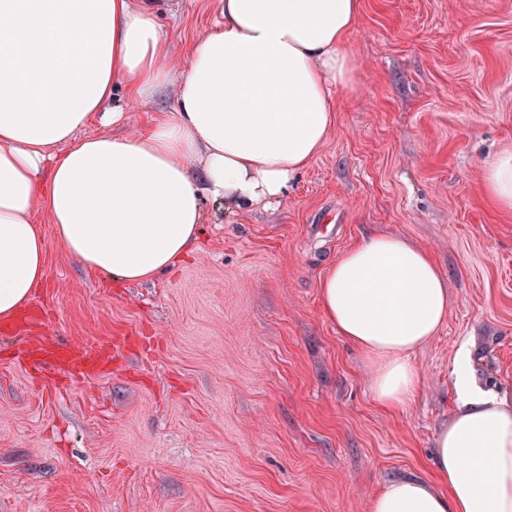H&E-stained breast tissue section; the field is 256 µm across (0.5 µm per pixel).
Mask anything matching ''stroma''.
I'll return each mask as SVG.
<instances>
[{
  "label": "stroma",
  "instance_id": "35a3bbf8",
  "mask_svg": "<svg viewBox=\"0 0 512 512\" xmlns=\"http://www.w3.org/2000/svg\"><path fill=\"white\" fill-rule=\"evenodd\" d=\"M219 0H166L174 68ZM354 81L336 124L273 209L205 202L193 252L116 285L48 235L43 330L92 347L130 337L112 372L34 374L0 333V512H368L391 479L435 477L434 441L471 349L479 385L512 400V211L484 166L512 151V0H362ZM165 83L128 113L147 131ZM411 239L448 281V320L412 361L422 386L380 406L364 356L319 304L330 258L372 233Z\"/></svg>",
  "mask_w": 512,
  "mask_h": 512
}]
</instances>
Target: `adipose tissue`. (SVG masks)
Returning a JSON list of instances; mask_svg holds the SVG:
<instances>
[{
    "mask_svg": "<svg viewBox=\"0 0 512 512\" xmlns=\"http://www.w3.org/2000/svg\"><path fill=\"white\" fill-rule=\"evenodd\" d=\"M220 3L219 21L176 69L171 111L145 134H91L94 116L119 124L166 82L158 0H0V322L46 279L36 211L86 268L146 282L192 251L205 201L269 208L320 152L334 92L353 81L361 0ZM484 181L512 210V152L486 163ZM319 299L364 354L378 404L407 406L421 385L410 356L448 316L430 254L397 236L364 237L329 262ZM468 358L460 349L436 482L392 481L369 512H512V405L477 385Z\"/></svg>",
    "mask_w": 512,
    "mask_h": 512,
    "instance_id": "1",
    "label": "adipose tissue"
}]
</instances>
